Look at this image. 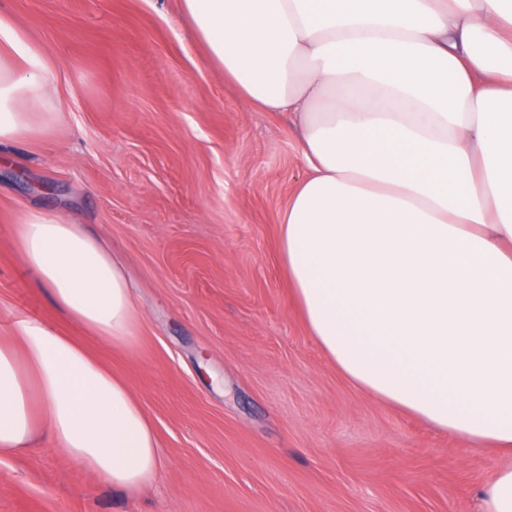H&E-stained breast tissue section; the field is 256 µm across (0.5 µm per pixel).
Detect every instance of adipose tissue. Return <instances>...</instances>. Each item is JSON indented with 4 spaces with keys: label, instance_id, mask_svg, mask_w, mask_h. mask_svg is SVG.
Segmentation results:
<instances>
[{
    "label": "adipose tissue",
    "instance_id": "adipose-tissue-1",
    "mask_svg": "<svg viewBox=\"0 0 512 512\" xmlns=\"http://www.w3.org/2000/svg\"><path fill=\"white\" fill-rule=\"evenodd\" d=\"M244 102L290 112L307 168L280 216L305 325L354 386L512 456V0H181ZM55 67L0 13V143L53 130ZM55 308L112 345L142 320L104 235L23 212ZM136 495L163 466L129 384L52 325L0 339V458L40 445ZM512 512V466L479 493Z\"/></svg>",
    "mask_w": 512,
    "mask_h": 512
}]
</instances>
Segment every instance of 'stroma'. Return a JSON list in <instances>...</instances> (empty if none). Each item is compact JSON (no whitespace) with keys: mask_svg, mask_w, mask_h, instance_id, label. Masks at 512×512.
Returning a JSON list of instances; mask_svg holds the SVG:
<instances>
[{"mask_svg":"<svg viewBox=\"0 0 512 512\" xmlns=\"http://www.w3.org/2000/svg\"><path fill=\"white\" fill-rule=\"evenodd\" d=\"M55 61L63 114L0 143V338L17 315L124 378L166 464L131 496L50 448L0 458V512H477L507 457L383 404L310 336L277 249L306 170L290 114L243 104L180 0H0ZM48 208L105 233L138 285L132 345L47 300L11 231Z\"/></svg>","mask_w":512,"mask_h":512,"instance_id":"obj_1","label":"stroma"}]
</instances>
